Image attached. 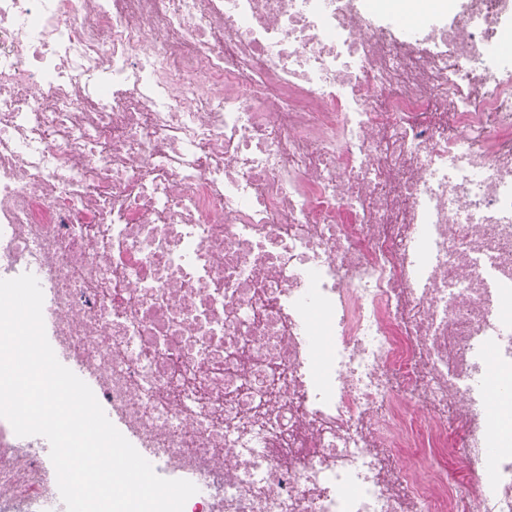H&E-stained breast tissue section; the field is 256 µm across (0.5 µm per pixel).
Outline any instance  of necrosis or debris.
<instances>
[{
    "label": "necrosis or debris",
    "mask_w": 512,
    "mask_h": 512,
    "mask_svg": "<svg viewBox=\"0 0 512 512\" xmlns=\"http://www.w3.org/2000/svg\"><path fill=\"white\" fill-rule=\"evenodd\" d=\"M24 273L184 512H512V0H0Z\"/></svg>",
    "instance_id": "4bbe7bcc"
}]
</instances>
